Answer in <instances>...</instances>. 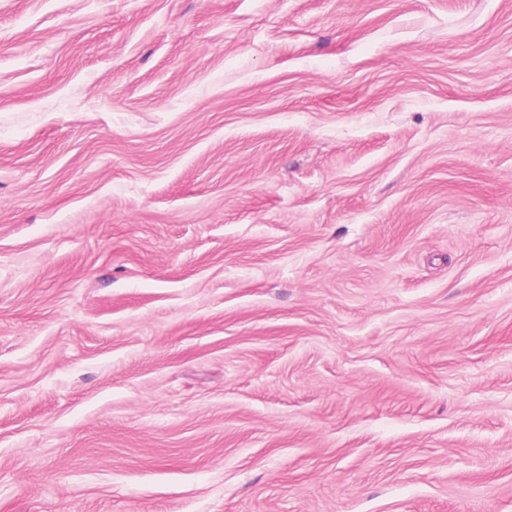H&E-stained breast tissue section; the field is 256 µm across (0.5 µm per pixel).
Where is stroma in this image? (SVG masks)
Returning <instances> with one entry per match:
<instances>
[{
  "mask_svg": "<svg viewBox=\"0 0 512 512\" xmlns=\"http://www.w3.org/2000/svg\"><path fill=\"white\" fill-rule=\"evenodd\" d=\"M0 512H512V0H0Z\"/></svg>",
  "mask_w": 512,
  "mask_h": 512,
  "instance_id": "stroma-1",
  "label": "stroma"
}]
</instances>
